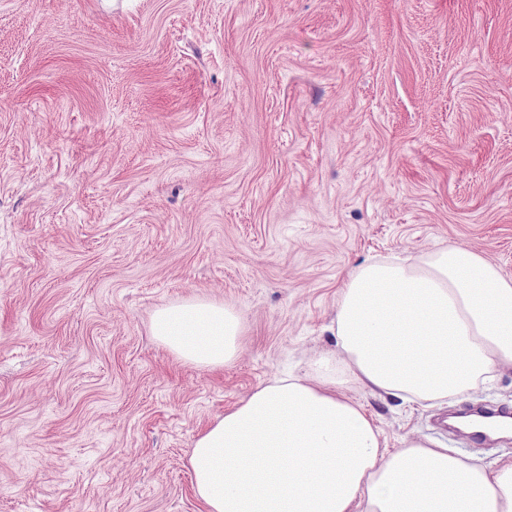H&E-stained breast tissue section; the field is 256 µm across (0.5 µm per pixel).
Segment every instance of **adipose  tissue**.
Here are the masks:
<instances>
[{"mask_svg": "<svg viewBox=\"0 0 512 512\" xmlns=\"http://www.w3.org/2000/svg\"><path fill=\"white\" fill-rule=\"evenodd\" d=\"M331 330L336 355L259 385L198 434L189 462L204 512H512V462L489 469L426 439L387 451L343 394L434 405L491 384L512 367V279L455 245L369 261L341 287ZM150 331L176 359L220 368L243 323L187 299L156 310Z\"/></svg>", "mask_w": 512, "mask_h": 512, "instance_id": "1", "label": "adipose tissue"}]
</instances>
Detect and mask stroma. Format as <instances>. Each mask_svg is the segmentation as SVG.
Masks as SVG:
<instances>
[{"label":"stroma","mask_w":512,"mask_h":512,"mask_svg":"<svg viewBox=\"0 0 512 512\" xmlns=\"http://www.w3.org/2000/svg\"><path fill=\"white\" fill-rule=\"evenodd\" d=\"M462 245L512 277V0H0V512H202L197 435L335 350L357 266ZM223 303L218 369L154 311ZM386 446L512 435L353 386ZM150 331L176 359L199 368H220L236 357L243 323L223 303L187 299L156 310Z\"/></svg>","instance_id":"stroma-1"}]
</instances>
